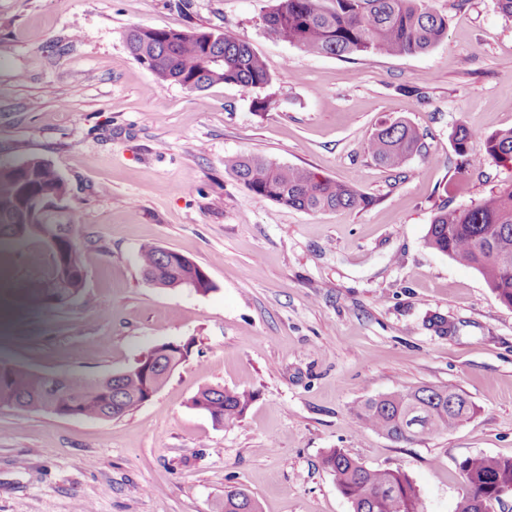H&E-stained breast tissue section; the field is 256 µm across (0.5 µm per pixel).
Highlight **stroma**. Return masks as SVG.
I'll return each mask as SVG.
<instances>
[{
  "label": "stroma",
  "instance_id": "1",
  "mask_svg": "<svg viewBox=\"0 0 512 512\" xmlns=\"http://www.w3.org/2000/svg\"><path fill=\"white\" fill-rule=\"evenodd\" d=\"M273 0H0V165L38 158L68 183L60 220L85 245L86 286L62 307L21 297L46 272L40 242L0 240V359L100 379L150 348L191 353L150 401L112 420L0 407V512H352L324 454L406 473L421 512H455L475 454L512 458V308L483 276L426 246L441 206L512 185L484 138L512 127V18L497 0H428L448 20L428 52L350 59L266 34ZM246 40L273 82L195 92L154 80L125 45L133 25ZM424 98L415 96V89ZM273 105L257 111L260 95ZM405 119L425 147L397 171L366 149ZM478 130L462 164L455 127ZM241 155L354 184L370 203L310 213L256 197ZM155 245L214 284L157 288ZM443 318L445 331L430 326ZM475 405L456 430L397 443L361 427L359 400L417 385ZM253 393L224 426L192 407L204 387ZM224 512H258L255 501L244 491L225 490Z\"/></svg>",
  "mask_w": 512,
  "mask_h": 512
}]
</instances>
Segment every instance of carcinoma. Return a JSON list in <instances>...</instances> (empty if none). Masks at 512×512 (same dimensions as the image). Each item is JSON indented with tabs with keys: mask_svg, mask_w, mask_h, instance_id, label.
I'll list each match as a JSON object with an SVG mask.
<instances>
[{
	"mask_svg": "<svg viewBox=\"0 0 512 512\" xmlns=\"http://www.w3.org/2000/svg\"><path fill=\"white\" fill-rule=\"evenodd\" d=\"M266 31L276 39L307 52L341 58L382 53H425L440 43L448 19L427 7L425 0H273L264 17ZM130 54L157 81L182 79L191 91H205L217 84L234 83L263 90L272 77L263 58L243 39L221 32L181 31L133 25L126 30ZM219 55L224 66L205 67V56ZM478 132L459 126L451 134L454 148L468 161V144ZM486 152L497 162H512V128L485 139ZM424 148L423 135L413 123L399 119L380 125L367 142V151L390 169L402 168ZM234 177L256 196L312 213L354 210L371 199L356 186L320 177L297 165H281L255 156H242L230 166ZM23 176L13 166H0V201H14ZM37 189L60 197L68 184L52 167L34 181ZM428 247L455 262L477 270L506 307H512V187H505L481 202L464 208H441L425 237ZM83 242L79 235L69 243L66 258H58L57 272L68 271L66 287L49 292L36 286L25 300L49 306L82 289ZM143 274L163 270L158 247L145 246L139 256ZM6 392L19 409L42 412L60 395L74 403L75 416L112 419V410L125 416L144 404L143 383L136 374L119 379L79 378L61 382L60 394L44 389L41 377L21 365L0 361V393ZM208 401L232 421L247 409L253 395L226 387H205L191 400ZM475 414L474 405L460 390L419 385L404 391L369 397L355 408V416L395 442L413 443L424 436L448 433ZM325 468L353 507V512H420L412 480L402 471L368 468L340 448L323 457ZM467 493L457 512H489L498 492L512 488V458L478 454L460 463ZM224 512H258L244 491H224Z\"/></svg>",
	"mask_w": 512,
	"mask_h": 512,
	"instance_id": "obj_1",
	"label": "carcinoma"
}]
</instances>
